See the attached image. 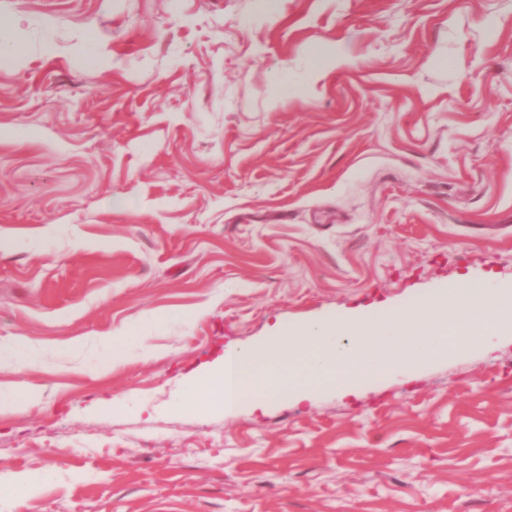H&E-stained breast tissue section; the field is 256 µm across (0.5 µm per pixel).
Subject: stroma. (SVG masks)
Wrapping results in <instances>:
<instances>
[{"label": "stroma", "mask_w": 512, "mask_h": 512, "mask_svg": "<svg viewBox=\"0 0 512 512\" xmlns=\"http://www.w3.org/2000/svg\"><path fill=\"white\" fill-rule=\"evenodd\" d=\"M1 17L0 397L30 398L0 474L42 481L0 512H512L511 336L346 398L178 405L275 322L512 285V0Z\"/></svg>", "instance_id": "35a3bbf8"}]
</instances>
